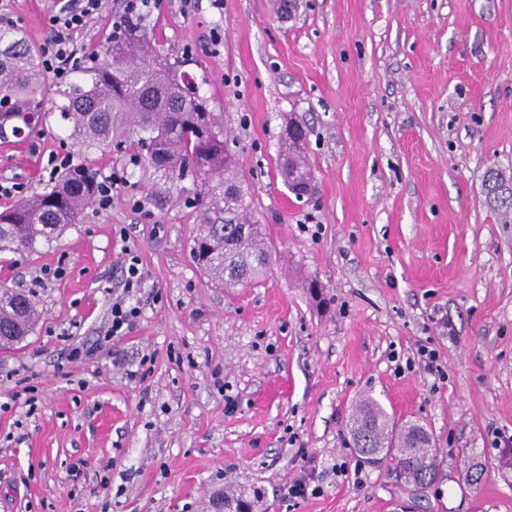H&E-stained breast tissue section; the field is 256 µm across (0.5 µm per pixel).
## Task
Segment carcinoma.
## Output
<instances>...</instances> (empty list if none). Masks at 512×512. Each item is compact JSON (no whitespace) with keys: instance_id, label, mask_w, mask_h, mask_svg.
Wrapping results in <instances>:
<instances>
[{"instance_id":"1","label":"carcinoma","mask_w":512,"mask_h":512,"mask_svg":"<svg viewBox=\"0 0 512 512\" xmlns=\"http://www.w3.org/2000/svg\"><path fill=\"white\" fill-rule=\"evenodd\" d=\"M121 35L108 38L102 50L88 53L91 65L51 97L44 95L46 74L38 49L16 32L0 34V126L17 138L44 129L49 115L58 113L61 128L77 140L81 152L106 149L112 138L134 139L135 157L159 179L177 183L192 175L199 186L193 207L198 216L191 247L197 264L217 276L224 287L248 286L265 272L270 251L263 225L246 224L249 209L238 164L224 155V124L206 111L207 98L198 88L184 91L187 72L157 49L149 15L134 4L115 21ZM293 137L281 144L279 172L283 180L296 173L310 177L303 153L307 129L286 124ZM237 192L224 193V183ZM487 195L505 209L512 208V181L495 171L485 183ZM96 173L83 164L70 168L47 190L0 212V250H35L76 223L95 198ZM248 227L247 233L240 232ZM36 308L26 295L0 286V336L9 348L29 334ZM351 436L359 456L377 464L394 460L395 477L419 488L441 473L443 460L425 426H398L374 400L361 405Z\"/></svg>"}]
</instances>
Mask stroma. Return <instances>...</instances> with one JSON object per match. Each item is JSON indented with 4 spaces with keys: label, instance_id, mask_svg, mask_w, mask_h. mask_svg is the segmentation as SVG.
<instances>
[{
    "label": "stroma",
    "instance_id": "1",
    "mask_svg": "<svg viewBox=\"0 0 512 512\" xmlns=\"http://www.w3.org/2000/svg\"><path fill=\"white\" fill-rule=\"evenodd\" d=\"M297 4L150 7L223 118L271 248L257 284L193 262L192 179L160 186L133 144L79 155L55 116L0 141V184L17 188L0 211L50 186L56 154L120 180L35 251H0V284L39 314L0 350V512H224L240 494L256 512H512V212L484 187L488 168L512 176V0ZM47 6L7 0L0 31L40 44ZM291 116L308 127L301 199L277 171ZM132 255L141 315L108 341ZM368 397L425 425L433 487L410 496L391 460L356 453ZM466 452L489 467L473 487ZM302 472L313 494L289 497Z\"/></svg>",
    "mask_w": 512,
    "mask_h": 512
}]
</instances>
